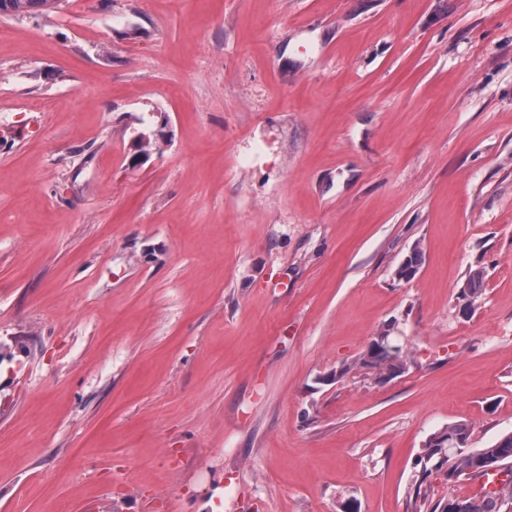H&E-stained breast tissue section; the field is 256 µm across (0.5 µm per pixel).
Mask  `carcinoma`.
Here are the masks:
<instances>
[{
    "mask_svg": "<svg viewBox=\"0 0 512 512\" xmlns=\"http://www.w3.org/2000/svg\"><path fill=\"white\" fill-rule=\"evenodd\" d=\"M65 0H0V15L14 16L47 15L61 8ZM133 144L137 156L149 157L157 150L155 134L144 129L135 132ZM423 252L416 244L410 254L398 266L395 275L403 282L411 281L422 265ZM482 272L469 274L461 288V297L467 300V308L473 309L474 301L481 295ZM409 355L404 349L393 343L390 330L385 329L372 338L370 350L365 351L353 363L342 366L336 376L342 377L354 369H366L378 381L391 380L401 374L408 366ZM470 437V428L465 423H455L432 433L424 442L418 463L422 465V474H428L427 464L444 470L448 484L463 477H480L491 468L509 467L512 463V432L501 435L486 448L465 450ZM467 506V512H512V485L506 484L481 499H459L448 496L441 500L437 512H459L458 506Z\"/></svg>",
    "mask_w": 512,
    "mask_h": 512,
    "instance_id": "cac0c4a2",
    "label": "carcinoma"
}]
</instances>
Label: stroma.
<instances>
[{
  "label": "stroma",
  "instance_id": "stroma-1",
  "mask_svg": "<svg viewBox=\"0 0 512 512\" xmlns=\"http://www.w3.org/2000/svg\"><path fill=\"white\" fill-rule=\"evenodd\" d=\"M463 422L512 432V0L0 15V512H431ZM423 252L420 245H414L410 254L398 266L395 275L399 281L409 282L417 274L420 266L422 265ZM390 330L385 329L374 336L370 350L364 351L352 364L342 366L340 374L345 375L354 369H366L378 381H389L399 376L403 367L408 368L409 355L401 346L393 343Z\"/></svg>",
  "mask_w": 512,
  "mask_h": 512
}]
</instances>
